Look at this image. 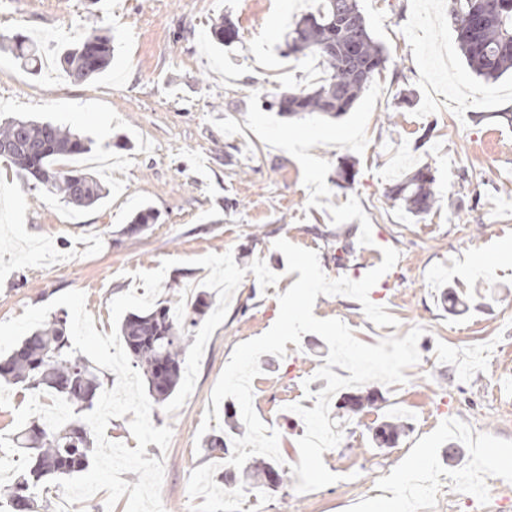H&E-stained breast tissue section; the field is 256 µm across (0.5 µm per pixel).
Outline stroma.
<instances>
[{
	"label": "stroma",
	"mask_w": 512,
	"mask_h": 512,
	"mask_svg": "<svg viewBox=\"0 0 512 512\" xmlns=\"http://www.w3.org/2000/svg\"><path fill=\"white\" fill-rule=\"evenodd\" d=\"M447 5L360 0L389 62L349 112L330 118L288 117L263 104L264 96L309 83L305 57L285 56L283 39L314 0H0V34L28 36L43 57L34 75L0 50V116L49 120L91 139V152L58 166L88 171L111 189L99 204L79 208L43 188L23 189L0 160V321L80 290L96 330L107 335L111 300L131 290L144 295L138 272L163 259L176 264L157 301L177 312L189 285L218 302L195 258L228 251L246 271L185 404L171 414L152 409L153 425L172 429L168 449L146 448L164 466L165 512H349L356 501L361 512H469L456 490L415 506L388 497L378 473L396 484L419 471L512 474V464L479 454L489 446L512 460V262L494 258L512 244V123L503 118L512 113V75L488 82L471 73ZM225 16L239 36L222 47L209 32ZM93 28L111 34L112 64L105 75L71 82L58 52ZM390 112L395 122L386 121ZM345 162L355 172L348 183L339 176ZM471 164L483 182L459 185V168ZM424 166L447 202L415 217L385 193ZM147 207L157 221L131 231ZM281 238L317 251L331 279L360 280L365 263L396 249L397 263L369 298L397 327L373 324L345 295L318 296L313 313L342 320L369 345L422 327L420 360L406 368L404 383L355 387L379 399L342 425L340 444L324 452L337 482L303 494L291 483L230 493L223 459L204 442L223 434L238 404L228 397L213 405L211 394L236 345L271 328L279 294L299 278L274 247ZM340 243L348 247L342 257ZM258 259L278 275L275 285L261 287L249 272ZM447 289L463 309L449 312ZM50 315L69 311L52 307ZM328 352L320 336L306 333L287 343L284 357L259 358L253 406L280 435L283 468L298 463L305 433L292 406L314 408L327 385L316 372ZM393 416L407 432L376 447L375 427ZM451 446L460 453L449 460Z\"/></svg>",
	"instance_id": "35a3bbf8"
}]
</instances>
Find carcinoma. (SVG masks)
Listing matches in <instances>:
<instances>
[{
  "mask_svg": "<svg viewBox=\"0 0 512 512\" xmlns=\"http://www.w3.org/2000/svg\"><path fill=\"white\" fill-rule=\"evenodd\" d=\"M460 51L469 68L486 81H496L512 72V0H450ZM485 15V24L472 29L468 17ZM216 43L230 45L238 38V29L226 17L212 26ZM7 48L21 64L36 72L42 60L29 39L17 33L6 38ZM356 45L361 62L369 65V76L352 63L346 49ZM288 55L314 56L324 64L323 77L310 89L288 91L266 101L267 107L289 116L322 114L340 116L349 111L375 75L386 68L388 58L372 37L359 0H320V7L288 30ZM63 71L73 82H84L103 74L112 63V39L95 30L86 33L61 55ZM91 142L50 122L12 119L0 124V158L15 167L26 186H41L63 201L88 207L106 198L99 180L80 170L55 167L60 157L82 154ZM435 178L419 169L395 184L388 197L407 213L418 217L437 207L440 196ZM209 303L198 300L178 315L168 306L129 314L120 324V335L148 384L157 403L168 400L182 379V365L193 329L205 315ZM72 338L67 321L61 318L44 323L25 336L21 343L0 359V379L19 384L27 390L50 389L64 398L79 413L91 410L101 392L95 369L83 356L68 355ZM376 393L352 396L337 406L338 422L344 424L350 414L374 406ZM407 424L393 418L378 427L373 440L390 445L405 432ZM16 445L30 454V466L15 480L10 492V512H35V495L42 482L51 477H72L88 469L93 442L88 428L72 421L58 431L39 422L16 434ZM282 486L289 481L288 470L273 462L256 460L235 472H224L227 484L269 487V481Z\"/></svg>",
  "mask_w": 512,
  "mask_h": 512,
  "instance_id": "obj_1",
  "label": "carcinoma"
}]
</instances>
